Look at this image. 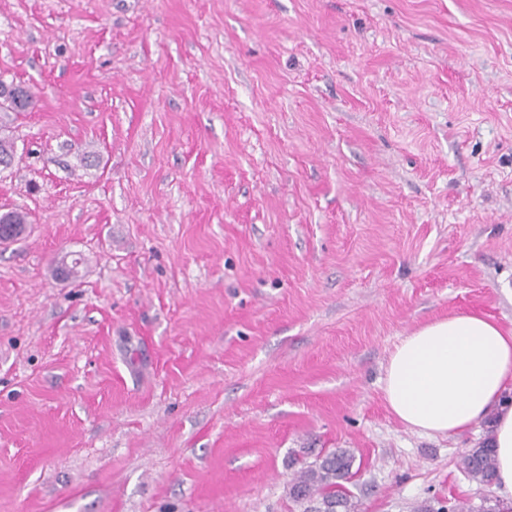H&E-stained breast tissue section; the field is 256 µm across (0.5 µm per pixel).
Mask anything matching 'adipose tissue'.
Here are the masks:
<instances>
[{"instance_id":"1","label":"adipose tissue","mask_w":512,"mask_h":512,"mask_svg":"<svg viewBox=\"0 0 512 512\" xmlns=\"http://www.w3.org/2000/svg\"><path fill=\"white\" fill-rule=\"evenodd\" d=\"M383 382L411 431L453 436L490 421L495 486L512 501V329L477 312L434 320L395 346Z\"/></svg>"}]
</instances>
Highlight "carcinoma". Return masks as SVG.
Here are the masks:
<instances>
[{"label":"carcinoma","mask_w":512,"mask_h":512,"mask_svg":"<svg viewBox=\"0 0 512 512\" xmlns=\"http://www.w3.org/2000/svg\"><path fill=\"white\" fill-rule=\"evenodd\" d=\"M355 455L347 448L318 454L314 460L291 452L287 467L295 469L288 483V498L301 512H358L349 489L357 476ZM460 468L476 482L490 486L495 480V449L486 436L474 448L461 454Z\"/></svg>","instance_id":"1"}]
</instances>
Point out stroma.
<instances>
[{
	"label": "stroma",
	"mask_w": 512,
	"mask_h": 512,
	"mask_svg": "<svg viewBox=\"0 0 512 512\" xmlns=\"http://www.w3.org/2000/svg\"><path fill=\"white\" fill-rule=\"evenodd\" d=\"M0 78V512H299L304 448L359 512L499 499L382 379L512 327V0H0ZM2 221L4 224L0 222V226L5 225L6 227H12L6 233L4 230H0V242L10 241L16 236H20L24 233L25 227L24 225L28 224L27 213L22 209H16L8 214L3 215ZM14 225H22V226H14ZM355 455L347 448L318 454L314 460L291 452L287 467L297 468L288 483V498L301 512H358L348 485L360 470L353 471Z\"/></svg>",
	"instance_id": "1"
}]
</instances>
